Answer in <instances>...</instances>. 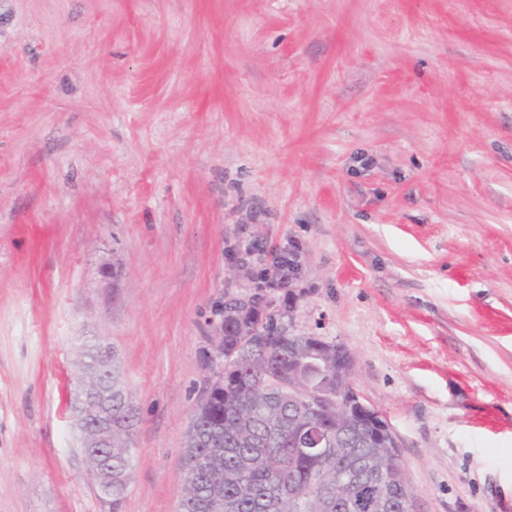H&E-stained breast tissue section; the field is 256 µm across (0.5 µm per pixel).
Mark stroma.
<instances>
[{"label":"stroma","instance_id":"1","mask_svg":"<svg viewBox=\"0 0 512 512\" xmlns=\"http://www.w3.org/2000/svg\"><path fill=\"white\" fill-rule=\"evenodd\" d=\"M254 240L299 243L295 329L350 353L413 512H512V0H0V512H179ZM95 342L117 510L70 405ZM108 360L99 348H92L91 352H85L80 364L83 369L91 373H98L97 386L94 390H86L82 387V381L76 387L74 393V409L78 414L82 408L94 397L99 388H107L103 379L102 367ZM114 368L108 375L112 377V397L109 403L112 409V420H108L95 405H90L85 412L78 415L80 432V447L86 458L95 456L94 448H112V457L107 453L102 455L99 463L104 467L91 469V475L96 485L112 483L113 509H119L125 495L127 485L132 473V452L130 448L133 420L130 412L128 394L119 385Z\"/></svg>","mask_w":512,"mask_h":512}]
</instances>
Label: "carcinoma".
<instances>
[{
	"label": "carcinoma",
	"instance_id": "obj_1",
	"mask_svg": "<svg viewBox=\"0 0 512 512\" xmlns=\"http://www.w3.org/2000/svg\"><path fill=\"white\" fill-rule=\"evenodd\" d=\"M209 360L213 379L194 410L185 445V486L180 512H378L381 496L374 471L387 468L398 484L388 512H412L413 490L399 462L387 421L360 418L350 408L311 405L288 395L303 383L312 391L350 395L353 362L333 341L293 331L288 309L259 289L224 295L213 305ZM108 360L94 348L80 364L98 374ZM112 455L99 463L112 469V512H119L132 473L133 420L128 394L112 377ZM350 472L346 497L325 505L317 486Z\"/></svg>",
	"mask_w": 512,
	"mask_h": 512
}]
</instances>
